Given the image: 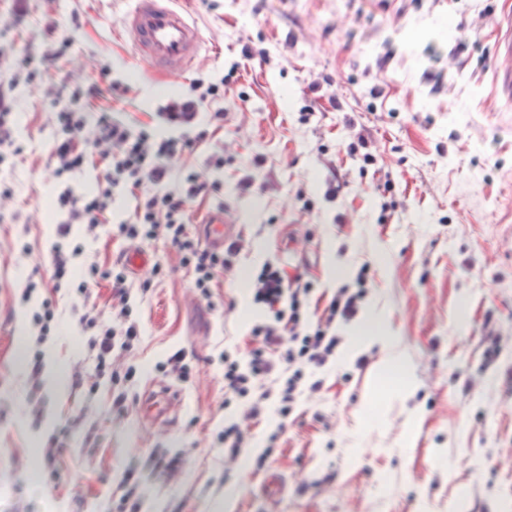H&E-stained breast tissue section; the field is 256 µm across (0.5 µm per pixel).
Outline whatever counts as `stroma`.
Returning <instances> with one entry per match:
<instances>
[{"label":"stroma","instance_id":"1","mask_svg":"<svg viewBox=\"0 0 512 512\" xmlns=\"http://www.w3.org/2000/svg\"><path fill=\"white\" fill-rule=\"evenodd\" d=\"M203 38L183 76L144 68L122 26L130 0H0L12 48L41 55L56 21L74 40L44 83H18L15 135L22 159L0 164L14 194L0 198V512H113L128 467L141 474L138 512H512V105L494 87L499 23L512 0H176ZM265 58L244 60L243 47ZM96 81L93 106L152 125L163 95L224 81L223 111L193 151L173 158L218 182L189 206L197 225L215 212L241 248L199 299L179 255L158 238L141 248L167 275L130 276L140 347L136 404L113 411L109 378H96L83 314L112 316V288L55 296L50 279L60 215L50 209L54 129L47 105L60 84ZM131 82L116 92L113 82ZM367 141L374 164L352 146ZM390 191H383L384 182ZM136 201L112 207L87 231L76 266L108 269L128 248L116 226ZM285 283L310 282L306 316L325 318L340 289L360 292L357 313L336 325V353L302 389L288 421L225 402V352L246 350L270 318L248 289L264 263ZM33 293H26L27 284ZM56 298L60 326L43 344L33 315ZM379 325L395 336L409 379L401 389L378 368L380 344L356 341ZM184 351L187 380L161 372ZM40 353V373L32 355ZM62 386L50 384L52 370ZM178 389L174 424H153V384ZM286 423L285 434L270 442ZM242 430L234 461L215 449L225 425ZM62 453L48 456L52 437ZM183 457L175 475L159 454ZM278 471L285 492L266 498Z\"/></svg>","mask_w":512,"mask_h":512}]
</instances>
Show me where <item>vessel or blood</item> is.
I'll list each match as a JSON object with an SVG mask.
<instances>
[{"instance_id":"vessel-or-blood-1","label":"vessel or blood","mask_w":512,"mask_h":512,"mask_svg":"<svg viewBox=\"0 0 512 512\" xmlns=\"http://www.w3.org/2000/svg\"><path fill=\"white\" fill-rule=\"evenodd\" d=\"M134 8L122 25L139 57L152 69L173 76L186 73L197 58L200 33L197 25L173 0H134ZM499 61L495 87L502 97L512 99V32H503L497 43ZM208 245L220 249L228 236L225 214H211L202 225Z\"/></svg>"}]
</instances>
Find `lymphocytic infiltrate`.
Here are the masks:
<instances>
[{
  "mask_svg": "<svg viewBox=\"0 0 512 512\" xmlns=\"http://www.w3.org/2000/svg\"><path fill=\"white\" fill-rule=\"evenodd\" d=\"M73 40L63 35L52 41L41 57L21 55L11 48L7 29H0V163L20 155L23 146L14 135L16 100L12 91L18 82H42L49 69L69 56ZM98 94L97 87L75 88L68 96H56L51 102L55 140L52 156L56 181L66 183L73 173L87 166L100 168L94 187L82 193L64 188L52 201L55 211L66 213L68 221L59 229L60 236L70 233L71 224L96 227L108 223L111 205L124 192H139L133 221L120 224V234L131 241H148L164 237L180 256L182 267L194 274L193 286L199 298L211 299V286L230 266L237 251L229 246L217 251L202 245L187 230L190 221L187 206L197 197L213 194L218 183L200 179L186 172L177 189L169 188V161L196 145L190 132L200 122L206 98L224 94L220 83L209 84L204 94L169 99L158 112V126L130 125L115 120L111 109L92 111L89 101ZM93 127L91 138H82L86 127ZM52 280L54 288L75 285L86 293L89 284L103 277L112 282V316L109 323L96 318L86 320L92 328L89 341L95 353L96 377H109L120 392L112 406L125 411L126 386L132 385L134 368H120L116 356L134 350L140 339L138 323L132 317L126 274L115 266L103 271L96 265L77 268L71 254L55 248ZM255 304L275 307L273 320L256 324L252 329L254 344L244 357L224 356V388L234 399L250 403L251 415H259L263 403L274 401L280 416H288L296 392L304 384L306 370L323 366L338 344L331 331L336 320L347 321L356 311L355 297L336 296L324 320L310 324L302 318V308L310 292L309 285L286 288L278 268L264 264L251 288ZM286 309H278V302ZM280 373L277 393L264 390L263 383L273 373Z\"/></svg>",
  "mask_w": 512,
  "mask_h": 512,
  "instance_id": "f902f5d3",
  "label": "lymphocytic infiltrate"
}]
</instances>
